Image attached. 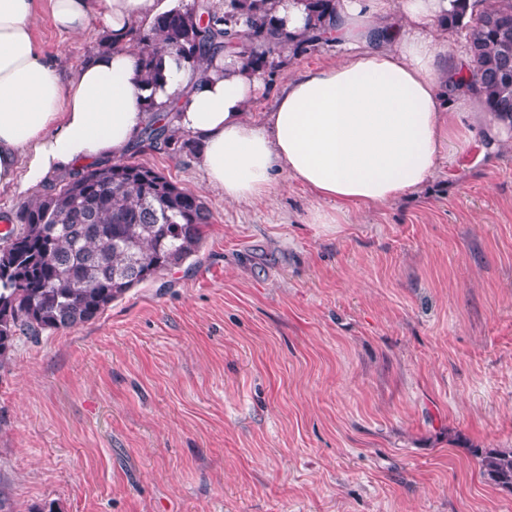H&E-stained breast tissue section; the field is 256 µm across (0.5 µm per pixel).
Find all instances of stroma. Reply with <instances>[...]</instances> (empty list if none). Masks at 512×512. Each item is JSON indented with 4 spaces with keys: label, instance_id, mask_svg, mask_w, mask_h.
<instances>
[{
    "label": "stroma",
    "instance_id": "1",
    "mask_svg": "<svg viewBox=\"0 0 512 512\" xmlns=\"http://www.w3.org/2000/svg\"><path fill=\"white\" fill-rule=\"evenodd\" d=\"M32 32L75 76L105 32ZM323 43L290 74L342 58ZM138 162L213 214L199 254L0 366L8 512H512L473 451L512 448V146L482 129L416 196L310 224L279 177L228 203L194 151Z\"/></svg>",
    "mask_w": 512,
    "mask_h": 512
}]
</instances>
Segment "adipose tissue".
Returning <instances> with one entry per match:
<instances>
[{
	"mask_svg": "<svg viewBox=\"0 0 512 512\" xmlns=\"http://www.w3.org/2000/svg\"><path fill=\"white\" fill-rule=\"evenodd\" d=\"M166 2L48 0L56 27L78 34L95 20L114 44L67 80L33 39L37 0H0V191L25 192L124 158L150 98L176 103L174 124L194 136L197 163L225 202L271 197L283 174L335 203L313 209V224L419 191L443 148L468 145L464 114L474 115L491 149L512 142L470 87L471 60L442 26L450 0H335L323 37L347 54L292 73L271 111L253 115L247 108L263 91L262 76L233 53L220 54L200 83L172 57L161 87L141 81L130 27Z\"/></svg>",
	"mask_w": 512,
	"mask_h": 512,
	"instance_id": "ef3b65f1",
	"label": "adipose tissue"
}]
</instances>
